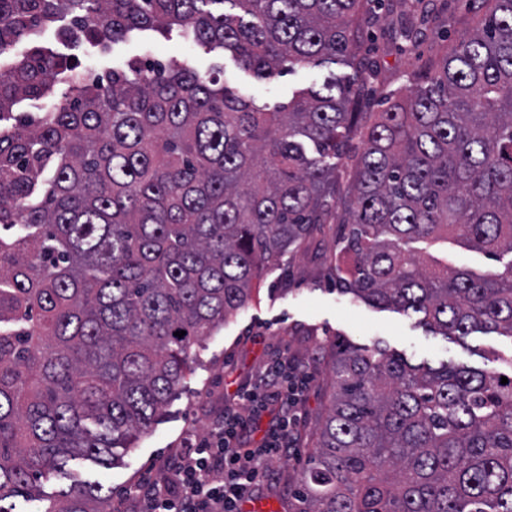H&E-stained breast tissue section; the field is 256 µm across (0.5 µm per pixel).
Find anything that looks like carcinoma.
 Returning <instances> with one entry per match:
<instances>
[{
	"label": "carcinoma",
	"instance_id": "obj_1",
	"mask_svg": "<svg viewBox=\"0 0 512 512\" xmlns=\"http://www.w3.org/2000/svg\"><path fill=\"white\" fill-rule=\"evenodd\" d=\"M369 2L385 0H0V56L67 14L103 47L177 26L271 81L360 65ZM481 7L424 86L369 114L333 71L270 110L176 61L96 82L46 49L0 67V512L58 477L41 512H112L71 462L110 465L147 433L193 347L338 208L341 292L442 336L512 337V266L477 276L405 249L512 254V0ZM59 83L63 103L13 112ZM352 134L364 149L338 195ZM329 371L291 512H512V360L433 367L340 344Z\"/></svg>",
	"mask_w": 512,
	"mask_h": 512
}]
</instances>
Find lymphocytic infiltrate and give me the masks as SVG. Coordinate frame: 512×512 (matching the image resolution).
I'll use <instances>...</instances> for the list:
<instances>
[{
    "mask_svg": "<svg viewBox=\"0 0 512 512\" xmlns=\"http://www.w3.org/2000/svg\"><path fill=\"white\" fill-rule=\"evenodd\" d=\"M306 379L288 358L268 365L261 389L236 390L207 437L186 442L161 458L156 474L130 489L136 512H240L256 487L274 477L271 461L288 455L298 425L297 404ZM249 405L243 417L237 404ZM266 416L259 447L248 445L251 416Z\"/></svg>",
    "mask_w": 512,
    "mask_h": 512,
    "instance_id": "lymphocytic-infiltrate-1",
    "label": "lymphocytic infiltrate"
}]
</instances>
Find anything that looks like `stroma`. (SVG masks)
Wrapping results in <instances>:
<instances>
[{"instance_id":"1","label":"stroma","mask_w":512,"mask_h":512,"mask_svg":"<svg viewBox=\"0 0 512 512\" xmlns=\"http://www.w3.org/2000/svg\"><path fill=\"white\" fill-rule=\"evenodd\" d=\"M475 10L474 0H389L388 7L377 10L363 33L375 68L360 100L362 111H381L389 100L415 90L419 57L438 56L452 46ZM422 20L427 26L416 52L399 51L392 39L395 28ZM147 52L164 62L178 60L203 74L222 71L227 86L271 107L288 101L313 79L310 69L299 66L270 82L257 79L230 56L208 51L176 28L164 34L135 33L105 51L90 43L78 50L76 60L81 68L102 73ZM347 232L343 211L333 212L293 253L267 265L256 298L218 333L195 346L190 374L151 431L111 469L91 462L80 464L82 478L102 481L113 503H120L153 462L179 447L182 438L204 436L235 390L255 386L262 368L285 355L311 381L299 406L292 453L273 461L276 480L261 485L256 496L273 501L277 512H288V491L294 488L312 448L310 434L329 409L328 361L333 343L362 348L380 345L404 354L412 363L433 366L448 362L499 368L504 359L512 357L511 337L495 333H475L461 340L436 336L418 326L413 317L340 293L336 266L343 258ZM408 249L425 263L436 260L477 273L501 272L512 262L505 257L489 259L453 241H417Z\"/></svg>"}]
</instances>
